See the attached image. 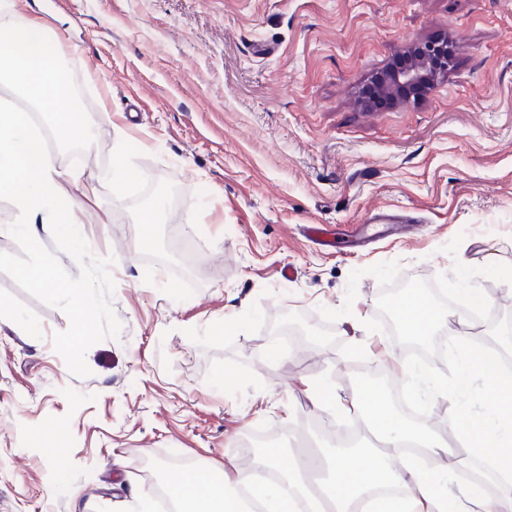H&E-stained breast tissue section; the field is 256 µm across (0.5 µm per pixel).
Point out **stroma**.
I'll use <instances>...</instances> for the list:
<instances>
[{
	"label": "stroma",
	"mask_w": 512,
	"mask_h": 512,
	"mask_svg": "<svg viewBox=\"0 0 512 512\" xmlns=\"http://www.w3.org/2000/svg\"><path fill=\"white\" fill-rule=\"evenodd\" d=\"M66 54L91 141L52 143L64 174L111 169L116 129L135 179L98 185L80 240L42 246L12 231L0 196V512H138L181 464L261 467L245 439L294 459L345 434L372 447L360 411L314 409L309 380L349 400L353 377L405 374L387 334L353 335L378 315L366 269L397 262L401 280L454 263L512 265V0H21ZM457 46L453 68L415 100L366 109L359 90L405 47ZM166 192L151 247L138 245L151 198ZM325 225L330 247L301 233ZM457 255L444 247L457 234ZM198 264L182 287L179 256ZM49 265L57 287L24 269ZM334 346L292 338L262 357L272 320L341 308ZM90 297L95 314L77 325ZM259 304L269 321L207 349L186 329ZM358 343L367 359L344 357ZM68 441L55 458L28 430Z\"/></svg>",
	"instance_id": "stroma-1"
}]
</instances>
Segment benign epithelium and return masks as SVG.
I'll list each match as a JSON object with an SVG mask.
<instances>
[{
    "instance_id": "7a95c632",
    "label": "benign epithelium",
    "mask_w": 512,
    "mask_h": 512,
    "mask_svg": "<svg viewBox=\"0 0 512 512\" xmlns=\"http://www.w3.org/2000/svg\"><path fill=\"white\" fill-rule=\"evenodd\" d=\"M409 60L401 66L388 68L381 73L377 84L378 95L392 101L407 100L415 91L434 83L437 77L434 62L440 54L436 44L424 42L406 48Z\"/></svg>"
}]
</instances>
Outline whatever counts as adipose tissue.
Here are the masks:
<instances>
[{
    "label": "adipose tissue",
    "instance_id": "adipose-tissue-1",
    "mask_svg": "<svg viewBox=\"0 0 512 512\" xmlns=\"http://www.w3.org/2000/svg\"><path fill=\"white\" fill-rule=\"evenodd\" d=\"M0 67L50 115V136L65 143L88 140L89 130L74 112V93L57 47L23 13L20 0H0ZM47 137L31 130L13 102L0 99V195L11 199L18 227L36 244L48 231L76 234L79 222L78 203L58 191L61 172ZM459 324L457 346L467 374L485 383L486 411L476 419L450 406L448 429L453 441L484 459L486 473L462 480L453 470L432 468L440 457L455 458L452 442L432 428L412 426L382 411L375 388L365 384L351 405L364 410L369 428L383 440V451L336 453L315 489L296 466L276 483L258 469L235 479L224 470L211 475L183 469L166 482L176 512H244L237 493L242 485L251 486L259 512H353L363 500L372 512H512V377L502 373L501 349L468 352L472 324L464 317Z\"/></svg>",
    "mask_w": 512,
    "mask_h": 512
}]
</instances>
